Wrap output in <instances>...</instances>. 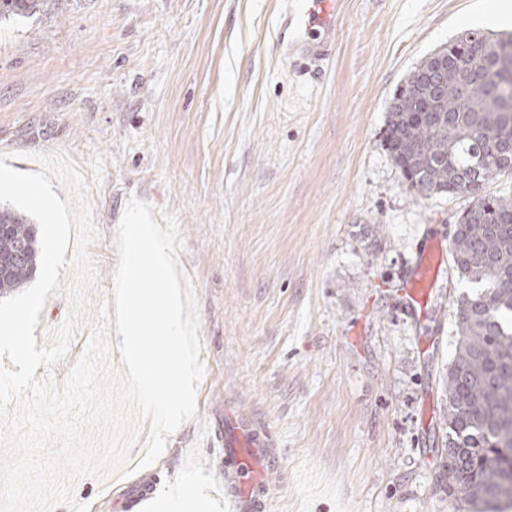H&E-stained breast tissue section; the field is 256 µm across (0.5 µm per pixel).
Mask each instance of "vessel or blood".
<instances>
[{
	"label": "vessel or blood",
	"instance_id": "vessel-or-blood-1",
	"mask_svg": "<svg viewBox=\"0 0 512 512\" xmlns=\"http://www.w3.org/2000/svg\"><path fill=\"white\" fill-rule=\"evenodd\" d=\"M338 0H292L285 14L283 40L292 57L311 72H320L332 46ZM443 246L433 244L419 254L405 281L411 303L423 305L447 276ZM268 439L247 419L224 422V480L221 495L226 512H263L268 484L264 478L274 463Z\"/></svg>",
	"mask_w": 512,
	"mask_h": 512
}]
</instances>
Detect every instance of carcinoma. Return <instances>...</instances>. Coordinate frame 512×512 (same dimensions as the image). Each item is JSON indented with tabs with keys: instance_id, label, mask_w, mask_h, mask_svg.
<instances>
[{
	"instance_id": "obj_1",
	"label": "carcinoma",
	"mask_w": 512,
	"mask_h": 512,
	"mask_svg": "<svg viewBox=\"0 0 512 512\" xmlns=\"http://www.w3.org/2000/svg\"><path fill=\"white\" fill-rule=\"evenodd\" d=\"M63 0H0V22L49 14ZM448 65L435 83L416 79L437 55ZM512 142V33L468 29L425 57L396 89L385 143L409 189L472 195L451 240L459 278L486 288L457 301L456 348L445 376L442 482L466 512L512 508V197L485 192L512 176V153L496 157L490 138ZM0 296L37 268V231L0 208Z\"/></svg>"
}]
</instances>
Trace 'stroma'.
Instances as JSON below:
<instances>
[{
  "instance_id": "35a3bbf8",
  "label": "stroma",
  "mask_w": 512,
  "mask_h": 512,
  "mask_svg": "<svg viewBox=\"0 0 512 512\" xmlns=\"http://www.w3.org/2000/svg\"><path fill=\"white\" fill-rule=\"evenodd\" d=\"M489 0H341L321 77L280 39L286 0H69L0 26V155L66 154L96 237L89 306L111 299L130 197L175 251L199 315L196 412L150 465L74 482L88 512L217 488L224 411L268 432L265 512H457L439 486L454 312L409 307L407 271L468 198L410 191L386 149L407 75Z\"/></svg>"
}]
</instances>
